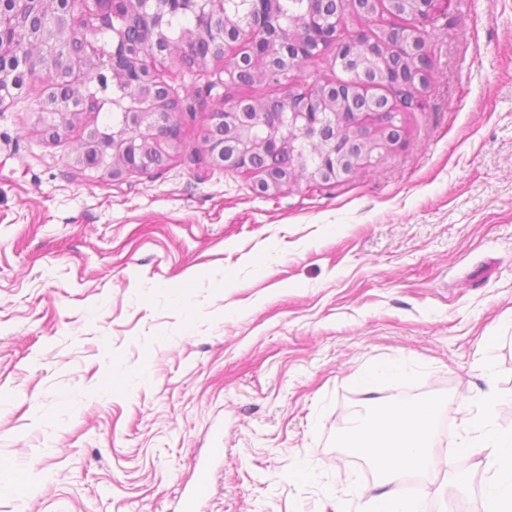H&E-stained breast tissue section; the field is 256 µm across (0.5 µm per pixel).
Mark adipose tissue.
I'll list each match as a JSON object with an SVG mask.
<instances>
[{
  "label": "adipose tissue",
  "mask_w": 512,
  "mask_h": 512,
  "mask_svg": "<svg viewBox=\"0 0 512 512\" xmlns=\"http://www.w3.org/2000/svg\"><path fill=\"white\" fill-rule=\"evenodd\" d=\"M498 402L496 394L485 396L481 411L467 420L468 437L461 449L486 453L489 476L482 496L487 512H512V431H501L491 424ZM439 408L438 401L427 398L415 404L387 405L376 414L350 418L340 442L373 464L383 487L382 492L368 497V512H427L423 500L400 496L397 481L407 472L434 470L432 440Z\"/></svg>",
  "instance_id": "ef3b65f1"
}]
</instances>
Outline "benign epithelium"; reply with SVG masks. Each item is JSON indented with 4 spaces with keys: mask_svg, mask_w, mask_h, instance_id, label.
<instances>
[{
    "mask_svg": "<svg viewBox=\"0 0 512 512\" xmlns=\"http://www.w3.org/2000/svg\"><path fill=\"white\" fill-rule=\"evenodd\" d=\"M92 7L84 8L82 31L91 35L100 28L112 31V45L119 47L124 31L112 24L117 6L135 14L140 0H86ZM209 15L223 19L224 41L231 42L236 30L247 29L253 35L251 55L259 72L267 75L284 73L293 68V57L286 50L290 46L299 56L316 55L334 50L333 60L350 76L344 90L323 93L321 86L311 87L304 95L290 98L288 111L281 113L273 124H266L267 136L261 141L251 136L256 123L266 121L260 106L246 112L233 105L212 113L211 124L204 134V160L210 167L247 170L251 157L268 149L285 150L293 159L288 174L266 173L257 178L256 189L267 194L288 183L301 179L308 182H334L349 177L366 161L373 151L385 156L399 143L387 134L389 107L373 108L361 112L355 99L365 89L376 84L419 91L428 86L431 76V56L420 30L398 26L384 41L362 46L361 37L344 38L339 23L321 18L320 0H308L306 19L288 32L284 41L268 33L263 16L268 2L251 0L252 9L244 15L229 17L224 14V0H201ZM443 0H388L397 16L412 15L420 21L434 17ZM154 25L144 32L145 44L155 56H171V50L180 48L178 57L198 48L200 36L177 42L161 41L164 18L171 10L170 0H151ZM379 0H351L349 10L359 16L371 18ZM79 16L58 9L51 15L47 27L52 31L45 41L26 45L28 55H36L40 65L47 67L49 79L63 78L76 89L83 88L86 72L80 59L54 51L76 27ZM106 69L112 77L133 85L134 112L128 125L106 131L98 124H89L84 140L76 146V162L87 169L101 170L114 180H120L135 171L151 168L155 158L177 149L180 135L181 111L173 109V102L162 90L154 72L145 67L142 58H107ZM88 99H81L77 112H41L42 122L60 128L73 118L91 113Z\"/></svg>",
    "mask_w": 512,
    "mask_h": 512,
    "instance_id": "obj_1",
    "label": "benign epithelium"
}]
</instances>
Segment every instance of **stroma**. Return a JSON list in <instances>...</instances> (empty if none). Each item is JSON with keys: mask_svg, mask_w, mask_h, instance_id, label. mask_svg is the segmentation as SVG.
<instances>
[{"mask_svg": "<svg viewBox=\"0 0 512 512\" xmlns=\"http://www.w3.org/2000/svg\"><path fill=\"white\" fill-rule=\"evenodd\" d=\"M420 29L432 80L398 149L271 194L199 161L211 114L329 63L210 90L223 62L154 61L190 107L181 144L121 181L76 163L85 124L53 139L34 94L0 103V462L26 484L0 512H179L204 459L197 512H336L375 486L337 443L349 418L428 397L445 407L417 493L484 512V457L457 445L490 389L512 431V0H445ZM393 359L409 380L356 384Z\"/></svg>", "mask_w": 512, "mask_h": 512, "instance_id": "stroma-1", "label": "stroma"}]
</instances>
